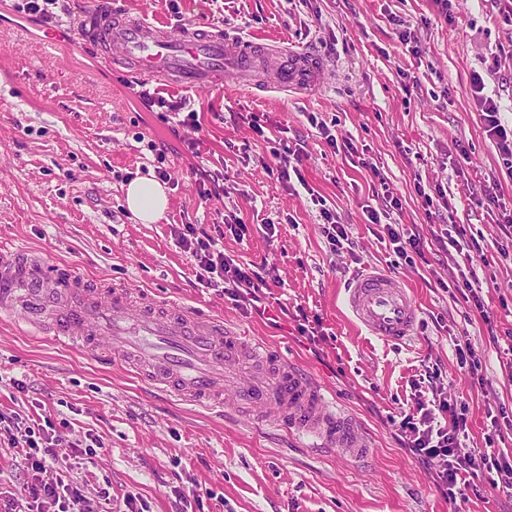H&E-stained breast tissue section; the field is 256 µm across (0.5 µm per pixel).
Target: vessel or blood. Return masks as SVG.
Listing matches in <instances>:
<instances>
[{"label":"vessel or blood","mask_w":512,"mask_h":512,"mask_svg":"<svg viewBox=\"0 0 512 512\" xmlns=\"http://www.w3.org/2000/svg\"><path fill=\"white\" fill-rule=\"evenodd\" d=\"M79 33L97 44L106 61L130 67L143 81L163 78L198 90L232 75L257 85L272 60L278 63L277 89L309 92L326 79L325 66L307 50L257 49L219 30L178 31L109 9L86 14ZM347 302L368 332L386 342L408 340L419 320L403 283L377 270L353 281ZM4 318L60 346L134 365L142 380L188 404L212 410L246 401L261 420L344 457L370 451L362 428L335 408L313 375L272 345L245 344L222 317L195 307L120 286L99 290L74 270H52L41 257L0 248Z\"/></svg>","instance_id":"1"}]
</instances>
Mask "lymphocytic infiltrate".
Returning a JSON list of instances; mask_svg holds the SVG:
<instances>
[{
  "label": "lymphocytic infiltrate",
  "instance_id": "lymphocytic-infiltrate-1",
  "mask_svg": "<svg viewBox=\"0 0 512 512\" xmlns=\"http://www.w3.org/2000/svg\"><path fill=\"white\" fill-rule=\"evenodd\" d=\"M472 88L482 112L486 133L498 147L503 165L512 170V127H506L500 106L484 95V81L474 77ZM402 208L399 199L386 200L382 210H369L370 223L383 224L394 252L406 263L424 257L427 247L418 231L389 218ZM174 235L178 244L194 260L199 285L220 288L234 302H255L265 288L260 272L226 254L217 238L194 224L179 225ZM409 451L432 473L437 487L448 498L473 490L469 477L484 466L495 467L505 489H512V461L502 458L496 448H486L478 456L460 451V436L467 429V418L456 401L435 398L432 403H417L413 413L401 422ZM0 433L6 434L12 447L25 451L28 479L12 490H0V512H100V505L111 502L109 488H87L64 465L60 453L62 439L36 420L20 414L0 412Z\"/></svg>",
  "mask_w": 512,
  "mask_h": 512
}]
</instances>
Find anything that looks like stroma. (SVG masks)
Wrapping results in <instances>:
<instances>
[{
  "mask_svg": "<svg viewBox=\"0 0 512 512\" xmlns=\"http://www.w3.org/2000/svg\"><path fill=\"white\" fill-rule=\"evenodd\" d=\"M22 2L0 0V244L108 287L223 316L246 342H268L313 373L362 425L372 452L349 460L231 409L218 416L168 400L124 366H100L94 354L1 323L0 411L50 421L70 442L98 438L103 450L79 472L90 485L111 483L114 502L135 494L149 512H174L178 493L187 512H512V494L497 487L493 470L475 477L478 494L448 500L404 447L399 426L438 388L466 405L462 453L483 452L490 433L512 452V235L498 224L499 204L512 206V172L471 88L473 72L483 73L486 93L512 122V25L495 0H450L445 10L437 0H112L172 28L274 41L329 65L325 86L311 94L234 79L200 90L146 82L151 95L185 99L198 112L195 152L169 137L162 112L139 106L126 69L105 63L77 34L36 21ZM254 113L302 145V174L347 225L351 250L331 252L307 193L265 170L270 145L251 128ZM313 115L332 123L337 139L352 140L357 154L330 149ZM162 137L170 143L169 208L158 223L141 224L124 188L154 171L151 142ZM203 169L223 176L222 197H202ZM419 184L444 191L451 209L425 206ZM488 188L497 203L486 201ZM389 197L402 203L398 222L430 244L416 267L395 264L382 227L367 219ZM229 214L248 232L225 236L224 251L262 267L265 310L241 309L201 287L172 233L178 224L210 232ZM448 224L480 244L466 278L480 288L483 310L457 288L463 254L434 242ZM370 269L399 278L418 303L408 341L384 342L355 323L345 290ZM464 342L478 354L483 384L457 361ZM11 378L24 390L8 386ZM499 411L506 419L492 421ZM205 488L210 496L197 499Z\"/></svg>",
  "mask_w": 512,
  "mask_h": 512,
  "instance_id": "35a3bbf8",
  "label": "stroma"
}]
</instances>
